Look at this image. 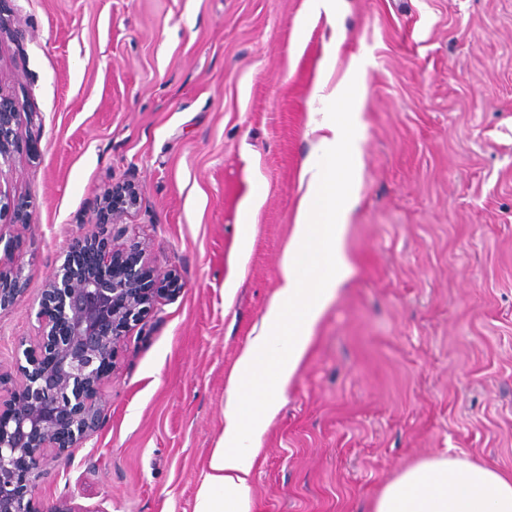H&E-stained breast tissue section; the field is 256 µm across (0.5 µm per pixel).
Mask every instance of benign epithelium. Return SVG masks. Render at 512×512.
Segmentation results:
<instances>
[{
    "label": "benign epithelium",
    "mask_w": 512,
    "mask_h": 512,
    "mask_svg": "<svg viewBox=\"0 0 512 512\" xmlns=\"http://www.w3.org/2000/svg\"><path fill=\"white\" fill-rule=\"evenodd\" d=\"M33 115L0 97V167L11 166L13 140L32 129ZM139 185L115 184L100 197L91 231L71 243L65 262L45 277L38 311L39 336L16 360L17 381L0 395V512H45L39 469L79 448L100 426L105 373L129 334L164 297L181 288L175 273L159 275L143 259L139 244L114 246L140 205ZM27 224L30 216L0 197V240L4 217ZM94 254L104 272L86 276L72 258ZM22 264L0 260V311L21 296Z\"/></svg>",
    "instance_id": "7a95c632"
}]
</instances>
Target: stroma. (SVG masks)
Segmentation results:
<instances>
[{
	"label": "stroma",
	"instance_id": "1",
	"mask_svg": "<svg viewBox=\"0 0 512 512\" xmlns=\"http://www.w3.org/2000/svg\"><path fill=\"white\" fill-rule=\"evenodd\" d=\"M303 3L0 0V97L36 115L0 175L30 214L0 230L27 274L0 370L109 185L138 183L125 238L182 283L107 370L97 431L41 475L47 510L193 512L226 372L278 286L330 52L366 92L351 273L263 438L252 512H369L445 453L512 473V0H343L298 56ZM263 189L257 188L240 204L241 231L235 244V255L238 259L244 257L249 251L255 227V216L263 199Z\"/></svg>",
	"mask_w": 512,
	"mask_h": 512
}]
</instances>
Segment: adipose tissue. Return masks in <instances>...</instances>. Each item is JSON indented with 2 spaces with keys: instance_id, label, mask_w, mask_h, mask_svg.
<instances>
[{
  "instance_id": "1",
  "label": "adipose tissue",
  "mask_w": 512,
  "mask_h": 512,
  "mask_svg": "<svg viewBox=\"0 0 512 512\" xmlns=\"http://www.w3.org/2000/svg\"><path fill=\"white\" fill-rule=\"evenodd\" d=\"M335 61L327 55L314 80L317 138L300 172L302 195L279 285L227 374L223 426L194 512H251V480L263 437L350 272L346 241L363 169L364 96L357 64H350L349 78L336 82ZM371 512H512V474L436 456L388 482Z\"/></svg>"
}]
</instances>
